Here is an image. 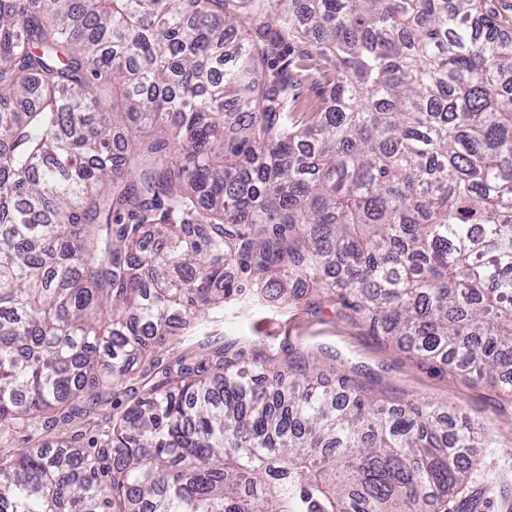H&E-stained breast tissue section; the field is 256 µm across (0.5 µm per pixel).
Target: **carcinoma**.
<instances>
[{
  "instance_id": "cac0c4a2",
  "label": "carcinoma",
  "mask_w": 512,
  "mask_h": 512,
  "mask_svg": "<svg viewBox=\"0 0 512 512\" xmlns=\"http://www.w3.org/2000/svg\"><path fill=\"white\" fill-rule=\"evenodd\" d=\"M494 2L0 0V429L95 399L211 305L314 291L511 393ZM88 445L0 457V512H450L492 441L226 352Z\"/></svg>"
}]
</instances>
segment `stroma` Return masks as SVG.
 <instances>
[{"mask_svg":"<svg viewBox=\"0 0 512 512\" xmlns=\"http://www.w3.org/2000/svg\"><path fill=\"white\" fill-rule=\"evenodd\" d=\"M264 358L273 365H316L328 385L339 377L361 384L381 402L394 406L419 400L456 410L471 418L493 442L479 456L457 512L479 499L481 512H512V396L485 382L422 363L420 359L371 335L351 312L314 295L282 305L253 301L206 311L175 329L148 358L135 361L130 375L102 392L97 403L65 417L48 412L26 431L0 432V455H13L71 438L80 444L98 436L109 417L119 414L147 389L161 382L167 369L209 360L223 352Z\"/></svg>","mask_w":512,"mask_h":512,"instance_id":"obj_1","label":"stroma"}]
</instances>
